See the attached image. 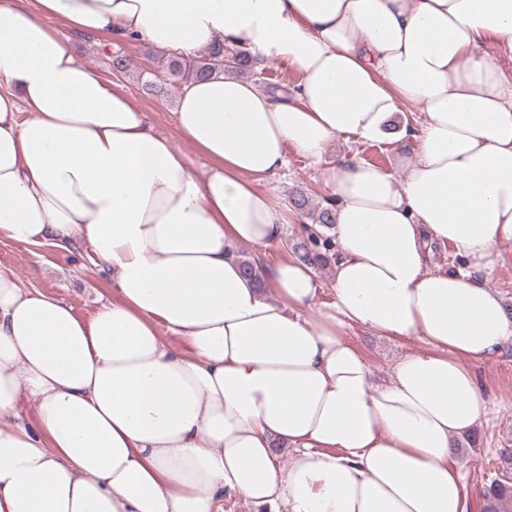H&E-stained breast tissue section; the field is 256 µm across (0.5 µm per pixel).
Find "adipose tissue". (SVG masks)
<instances>
[{"instance_id": "obj_1", "label": "adipose tissue", "mask_w": 512, "mask_h": 512, "mask_svg": "<svg viewBox=\"0 0 512 512\" xmlns=\"http://www.w3.org/2000/svg\"><path fill=\"white\" fill-rule=\"evenodd\" d=\"M58 21L184 56L221 43L298 80L185 86L174 120L212 164L200 179ZM488 46L512 63V0H0V238L84 243L112 291L84 321L0 268V512H214L227 494L468 512L452 458L486 409L474 366L512 340L475 277L512 242V77ZM406 105L423 118L402 184L369 163L326 169L333 303L293 257L246 277L241 253L283 239L259 184L288 150L318 162L337 137L382 140ZM430 240L466 269L430 268ZM347 324L433 350L383 379Z\"/></svg>"}]
</instances>
